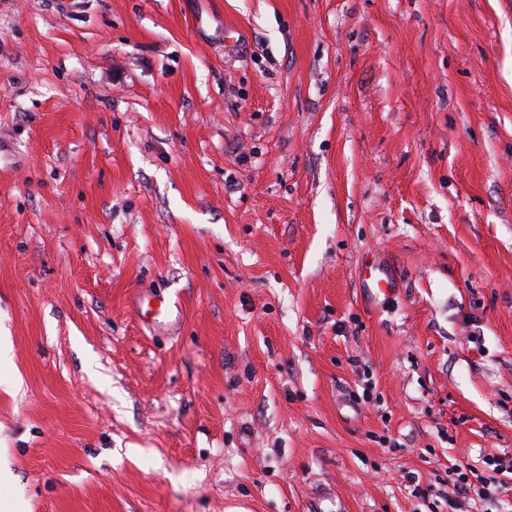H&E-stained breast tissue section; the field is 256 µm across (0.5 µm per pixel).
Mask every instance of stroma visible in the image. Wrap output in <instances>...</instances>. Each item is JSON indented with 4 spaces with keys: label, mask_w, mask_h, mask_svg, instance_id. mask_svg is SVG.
<instances>
[{
    "label": "stroma",
    "mask_w": 512,
    "mask_h": 512,
    "mask_svg": "<svg viewBox=\"0 0 512 512\" xmlns=\"http://www.w3.org/2000/svg\"><path fill=\"white\" fill-rule=\"evenodd\" d=\"M0 338L13 512H512V0H0ZM363 288L374 299L381 296L390 297L396 290L397 283L392 273L380 261H371L365 264ZM131 309L135 316L149 320L151 326L158 328L169 325L173 319L179 317V312L175 313L164 296L147 291L136 293ZM459 470L460 467L452 469V473L457 475V479L453 480V486L458 490V493L463 494L464 497H471L473 495L482 497L491 491L490 485L492 482L490 478L486 479L485 477L479 476L470 470L469 472L476 479L475 482H472L468 480L465 473H458Z\"/></svg>",
    "instance_id": "obj_1"
}]
</instances>
